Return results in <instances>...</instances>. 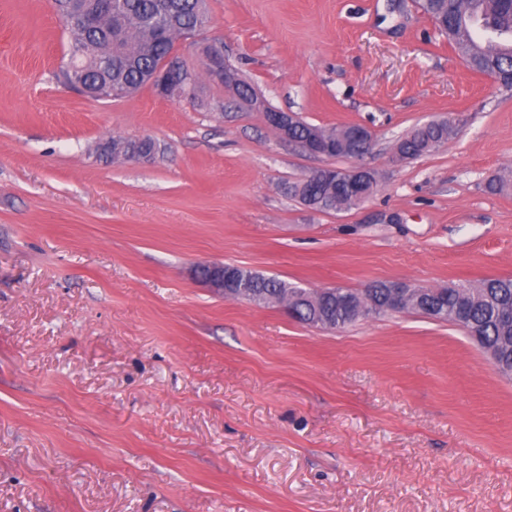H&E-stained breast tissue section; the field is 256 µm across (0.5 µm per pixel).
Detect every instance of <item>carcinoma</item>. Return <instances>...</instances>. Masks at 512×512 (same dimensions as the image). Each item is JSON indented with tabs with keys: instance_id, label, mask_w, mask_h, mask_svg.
Segmentation results:
<instances>
[{
	"instance_id": "obj_1",
	"label": "carcinoma",
	"mask_w": 512,
	"mask_h": 512,
	"mask_svg": "<svg viewBox=\"0 0 512 512\" xmlns=\"http://www.w3.org/2000/svg\"><path fill=\"white\" fill-rule=\"evenodd\" d=\"M70 34L67 62L61 73L65 83L83 86L88 96L112 90V96L129 95L147 84V76L174 53L175 41L194 34L207 21L204 0H111L112 18L86 21L102 15L106 0H55ZM420 6L438 30L481 74L503 75L501 86L512 88V0H421ZM452 133V128L411 129L402 141L405 155L419 158L433 150L430 143ZM303 191L312 209L328 212L362 203L346 183L297 181L293 196ZM240 275L254 292L281 294L285 281L242 268ZM447 311L448 322L483 336L484 349L493 353L499 369L512 368V278H490L478 286L450 285L434 298ZM326 311L341 329L352 320L336 303Z\"/></svg>"
}]
</instances>
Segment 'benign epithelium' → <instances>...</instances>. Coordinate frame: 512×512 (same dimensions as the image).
I'll return each mask as SVG.
<instances>
[{
    "label": "benign epithelium",
    "instance_id": "benign-epithelium-1",
    "mask_svg": "<svg viewBox=\"0 0 512 512\" xmlns=\"http://www.w3.org/2000/svg\"><path fill=\"white\" fill-rule=\"evenodd\" d=\"M206 62L208 63L209 77L212 81L233 91L248 107L264 113L266 122L278 131L281 138L298 143L303 151L311 155L327 157L339 149H346L349 143L354 142L356 146L352 157L357 158L368 153L371 149L372 136L363 127H354L344 133L337 134L334 138L326 137L322 132L315 130L306 139L299 142L296 141L293 136V127L298 121V117L290 112L269 108L264 100L256 94L250 93L247 95L242 93L240 91V77L224 63V49L217 45L210 46ZM148 82L156 93L162 97L185 95L195 90L197 86L195 72L185 67L174 54L166 58L161 66L149 77ZM147 144L148 140L144 138L131 140L127 143L122 153L114 155L112 154V138L109 137L98 142L97 153L105 159L137 161L150 157V152L146 149ZM208 267L211 270V276L202 280V283L224 294L226 298L246 301L251 305L260 303L258 297L243 289L233 292L224 287L225 265L210 263ZM388 288H390V294L387 306L384 308L379 307L373 298V289L369 287L358 292V298L361 299L359 303L351 299L348 289L340 287L308 290L304 293V298L316 308L320 307L325 299L334 298L346 308L355 309L361 318L376 314L384 309L395 312L410 310L432 319H441V316L437 313V308L432 306L431 300H429L433 293L427 290L416 293L410 289L409 284L396 281L391 282Z\"/></svg>",
    "mask_w": 512,
    "mask_h": 512
}]
</instances>
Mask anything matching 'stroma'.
Instances as JSON below:
<instances>
[{
  "label": "stroma",
  "mask_w": 512,
  "mask_h": 512,
  "mask_svg": "<svg viewBox=\"0 0 512 512\" xmlns=\"http://www.w3.org/2000/svg\"><path fill=\"white\" fill-rule=\"evenodd\" d=\"M206 7L175 44L188 67L221 40L268 106L374 144L307 154L205 78L189 99H92L63 83L53 0H0V512H512V380L458 327L401 312L320 331L195 276L512 277V90L418 0ZM430 121L453 135L396 160ZM111 136L158 151L106 161ZM330 164L372 171V195L321 212L287 193ZM204 266H208L211 270V276L207 279H200L202 283L206 284L210 288H213L218 293H224L225 298L233 300L246 301L251 305L260 303V299L251 293L246 292L244 289H238L237 292L229 290L230 288H224V271L226 266L223 264L209 263Z\"/></svg>",
  "instance_id": "obj_1"
}]
</instances>
